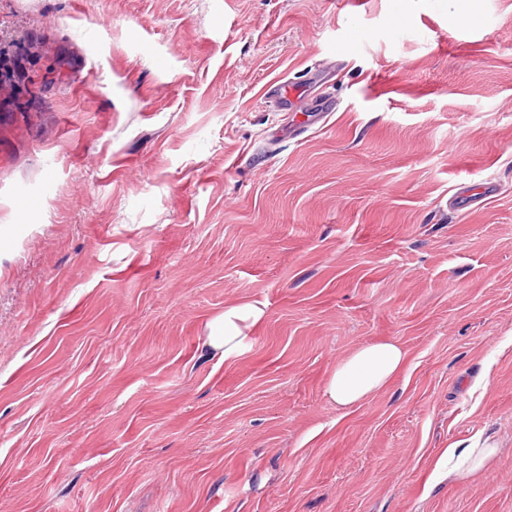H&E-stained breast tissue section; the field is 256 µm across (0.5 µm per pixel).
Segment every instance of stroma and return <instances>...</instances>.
<instances>
[{
  "label": "stroma",
  "mask_w": 512,
  "mask_h": 512,
  "mask_svg": "<svg viewBox=\"0 0 512 512\" xmlns=\"http://www.w3.org/2000/svg\"><path fill=\"white\" fill-rule=\"evenodd\" d=\"M1 29L0 512H512V0H0ZM244 301L227 363L207 324ZM379 339L408 369L338 409ZM480 438L484 473L437 470ZM265 316L259 302H242L224 309V313L208 323L207 344L219 351L224 362L234 363L251 348V337L244 329L255 327ZM408 362L407 351L395 340L368 343L336 364L324 396L338 408H354L385 390Z\"/></svg>",
  "instance_id": "1"
}]
</instances>
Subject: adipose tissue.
<instances>
[{
  "mask_svg": "<svg viewBox=\"0 0 512 512\" xmlns=\"http://www.w3.org/2000/svg\"><path fill=\"white\" fill-rule=\"evenodd\" d=\"M264 316L265 310L258 302L229 306L209 322L207 343L219 351L225 362H236L251 348L247 328L258 325ZM408 362L407 351L397 341L368 343L337 363L326 381L324 395L339 408H353L385 390ZM493 455V448L478 443L464 448L450 447L443 453L448 474L453 478L484 471Z\"/></svg>",
  "mask_w": 512,
  "mask_h": 512,
  "instance_id": "ef3b65f1",
  "label": "adipose tissue"
}]
</instances>
